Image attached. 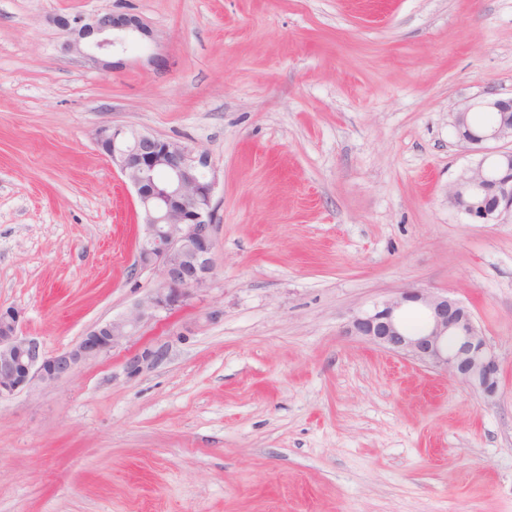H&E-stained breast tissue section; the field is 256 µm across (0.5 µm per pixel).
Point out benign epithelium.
<instances>
[{
  "label": "benign epithelium",
  "instance_id": "benign-epithelium-1",
  "mask_svg": "<svg viewBox=\"0 0 512 512\" xmlns=\"http://www.w3.org/2000/svg\"><path fill=\"white\" fill-rule=\"evenodd\" d=\"M51 22L62 37V53H78L104 69L116 66L114 51L124 48L134 34L152 38L138 16L112 10L89 17L56 15ZM453 124L460 143L481 159L452 185L450 202L468 218L488 224L512 212V147L500 145L512 140V97L467 104L456 112ZM94 139L135 194L145 227L138 265L159 270L160 285L129 313L96 324L75 346L54 355L19 333L18 311L0 309V398L36 381L48 385L69 377L133 336L142 324L186 306L212 281L215 178L210 176L208 154L120 125L99 126ZM410 308L423 316L418 331L405 322ZM346 331L389 352L450 372L487 399L497 393V357L458 299L421 288L405 289L354 314Z\"/></svg>",
  "mask_w": 512,
  "mask_h": 512
}]
</instances>
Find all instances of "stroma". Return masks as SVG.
Segmentation results:
<instances>
[{"instance_id":"stroma-1","label":"stroma","mask_w":512,"mask_h":512,"mask_svg":"<svg viewBox=\"0 0 512 512\" xmlns=\"http://www.w3.org/2000/svg\"><path fill=\"white\" fill-rule=\"evenodd\" d=\"M152 30L106 71L55 14ZM512 95V0H0V307L46 353L157 288L124 125L206 151L214 277L0 399V512H512V216L449 201L465 103ZM422 288L500 365L487 399L344 329ZM161 358L134 370L143 348Z\"/></svg>"}]
</instances>
